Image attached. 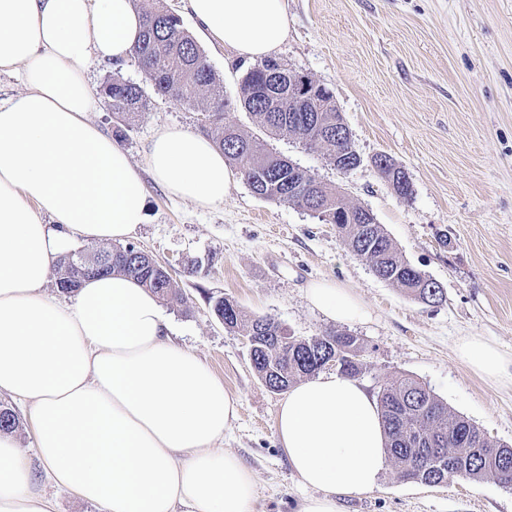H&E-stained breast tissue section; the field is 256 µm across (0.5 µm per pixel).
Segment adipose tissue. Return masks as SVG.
I'll return each mask as SVG.
<instances>
[{
    "instance_id": "adipose-tissue-1",
    "label": "adipose tissue",
    "mask_w": 512,
    "mask_h": 512,
    "mask_svg": "<svg viewBox=\"0 0 512 512\" xmlns=\"http://www.w3.org/2000/svg\"><path fill=\"white\" fill-rule=\"evenodd\" d=\"M199 27L249 61L288 34L286 0H187ZM133 0H0V71L24 93L0 101V394L32 404L34 455L0 433V512H53L46 484L103 512H254L256 481L216 451L238 403L175 344L159 300L133 277L88 279L72 301L47 297L53 262L76 239L130 238L145 219V177L201 207L222 205L231 170L210 139L159 129L142 164L90 121L92 61L128 58L142 33ZM330 319L367 312L347 288L318 282ZM458 355L492 383L512 360L478 336ZM276 433L301 482L300 512H337L372 491L387 462L380 408L355 378L292 386Z\"/></svg>"
}]
</instances>
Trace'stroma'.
Segmentation results:
<instances>
[{
    "mask_svg": "<svg viewBox=\"0 0 512 512\" xmlns=\"http://www.w3.org/2000/svg\"><path fill=\"white\" fill-rule=\"evenodd\" d=\"M179 15L219 76L230 105L225 124L335 186L369 210L399 253L438 281L428 305L380 280L305 208L256 196L234 172L223 205L203 208L147 181L146 218L130 242L166 267L183 300L163 303L174 339L194 352L239 403L224 450L255 476V512H300L303 487L280 448L275 417L283 398L254 372L246 336L225 329L217 299L246 317L268 316L288 334L339 331L365 347L359 376L372 396L407 375L493 442L512 446V384H491L456 347L479 336L512 356V0H287L288 35L275 57L328 87L351 132L360 164L344 172L323 150L274 138L237 101L247 60L200 31L185 0H161ZM139 82L134 60L92 63L91 121L114 134L100 94L112 76ZM202 113L151 96L122 147L134 162L162 127L203 131ZM384 154L403 167V198L373 166ZM355 293L368 319L340 323L307 298L310 282ZM339 512H512V490L495 479L457 476L436 486L400 478L386 465L377 488L343 498Z\"/></svg>",
    "mask_w": 512,
    "mask_h": 512,
    "instance_id": "35a3bbf8",
    "label": "stroma"
}]
</instances>
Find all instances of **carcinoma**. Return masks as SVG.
I'll list each match as a JSON object with an SVG mask.
<instances>
[{
	"instance_id": "obj_1",
	"label": "carcinoma",
	"mask_w": 512,
	"mask_h": 512,
	"mask_svg": "<svg viewBox=\"0 0 512 512\" xmlns=\"http://www.w3.org/2000/svg\"><path fill=\"white\" fill-rule=\"evenodd\" d=\"M161 0H135L143 18V31L132 49V58L149 73L155 94L207 114L208 137L224 152L225 159L240 170L257 196L310 210L326 207L337 216L336 229L343 242L359 258L370 263L380 279L402 288L428 304L442 301V293L431 292L433 281L406 261L381 225L356 223L349 214L359 211L343 202L335 189L317 181L309 171L264 147L244 132L224 125L228 100L224 86L208 64L181 18L160 6ZM307 92L314 96L315 112H291L288 100V67L276 58L249 67L240 83L239 101L266 131L276 137H299L311 148L326 150L330 160L349 149L340 139L336 124L342 121L333 92L306 77ZM105 103L119 122L129 127L148 106L141 84L119 77L101 89ZM142 251L134 245L115 246L89 255L75 251L56 261L55 285L68 295L82 280L92 277L87 263H99L96 275L122 273L139 281L162 301L185 302L172 277L160 268L145 267ZM214 311L224 327L254 337L255 372L271 376L287 390L301 377L314 374L316 362L336 356L338 371L358 376L363 364L356 361L363 346L346 333H327L309 338L278 339L284 328L269 317L246 320L237 305L217 300ZM388 438V454L406 480L439 484L455 476L473 480L493 478L512 489V448L491 443L474 423L456 414L425 385L401 376L385 386L379 399ZM19 421L14 412L0 405V432H14Z\"/></svg>"
}]
</instances>
